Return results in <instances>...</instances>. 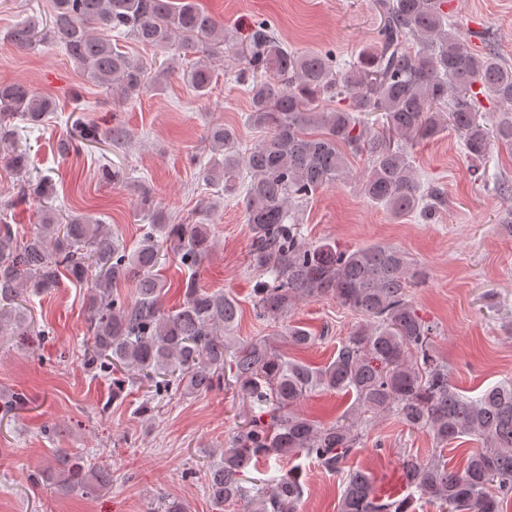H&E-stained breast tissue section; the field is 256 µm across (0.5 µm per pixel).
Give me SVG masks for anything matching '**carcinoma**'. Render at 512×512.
<instances>
[{"label": "carcinoma", "instance_id": "1", "mask_svg": "<svg viewBox=\"0 0 512 512\" xmlns=\"http://www.w3.org/2000/svg\"><path fill=\"white\" fill-rule=\"evenodd\" d=\"M384 22L374 44L357 59L339 64L321 51L285 47L274 26L261 21L241 54L237 81L249 98L248 122L266 132L249 149L240 174L236 133L224 125L208 131L217 157L203 165L205 181L229 195L243 193L252 233L249 266L262 280L255 288L256 317L280 322L288 343L313 345L319 337L288 323L294 306L330 296L365 318L324 367L290 360L269 342L241 344L226 336L237 320L235 300L198 283L193 271L212 247L211 227L168 224L152 197L140 200L148 221L129 251L113 241L105 225L83 215L63 217L41 210L39 224L18 240L8 221L0 223V337L31 332L27 297L61 285L62 278L87 288L90 343L88 371H114L112 393L127 386L149 392L143 409L163 393L224 388L225 371L254 413L225 444L223 463L210 471L207 489L218 502L242 500L249 512H298L304 488L292 472L271 495L243 486L244 471L263 458L304 455L336 472L360 443L367 414L393 412L408 431L426 432L442 448L468 436L481 448L460 469L443 460H402L409 497L383 501L372 474L346 473L340 512H409L423 501L441 512H504L512 500V379L463 395L449 379L448 363L435 354L437 327L418 313L410 289L426 272L401 249L372 244L341 250L331 241L311 243L295 208L346 172V152H365L369 170L363 195L399 218L430 214L446 203L434 185L416 179L408 145L431 140L445 129L457 132L467 156L485 157L492 142L512 149V67L491 51L477 52L461 39L445 10L447 0H379ZM51 26L31 18L7 34L14 46L58 43L82 75L109 94L130 101L144 88V66L115 41L132 38L181 58L197 59L183 79L201 96L214 78L211 59L224 47V30L193 0H54ZM502 107L488 126L482 100ZM342 102L328 110L323 103ZM53 112L51 101L17 82L0 83V154L15 172L28 169L27 148L14 125L32 126ZM376 115L375 122L368 116ZM192 271L181 284L182 303L163 310L166 282L159 274L168 252ZM128 283L133 296L113 288ZM316 388L355 396L356 410L326 425L298 406ZM65 489L93 496L111 482L108 469L82 473L66 454L49 467Z\"/></svg>", "mask_w": 512, "mask_h": 512}]
</instances>
